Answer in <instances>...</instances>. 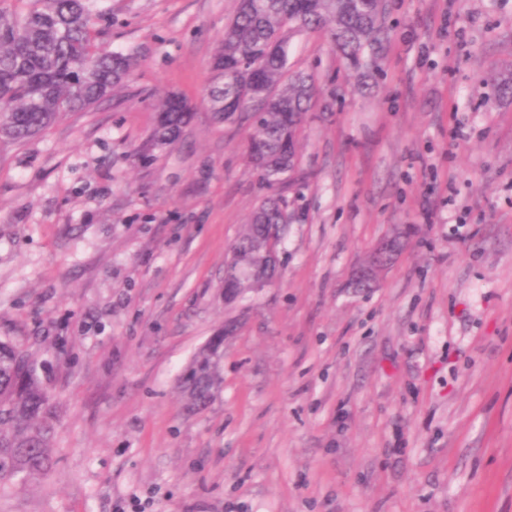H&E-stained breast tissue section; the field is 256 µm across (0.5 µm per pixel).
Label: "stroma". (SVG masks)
Returning <instances> with one entry per match:
<instances>
[{
    "mask_svg": "<svg viewBox=\"0 0 512 512\" xmlns=\"http://www.w3.org/2000/svg\"><path fill=\"white\" fill-rule=\"evenodd\" d=\"M386 6L373 71L291 36L332 109L302 125L278 278L228 303L265 194L249 120L207 103L235 2L97 0L129 80L0 143V338L60 404L50 473L0 512H512V0ZM168 93L196 115L151 150ZM228 320L224 386L187 413L180 375Z\"/></svg>",
    "mask_w": 512,
    "mask_h": 512,
    "instance_id": "stroma-1",
    "label": "stroma"
}]
</instances>
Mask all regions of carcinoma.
I'll list each match as a JSON object with an SVG mask.
<instances>
[{
	"mask_svg": "<svg viewBox=\"0 0 512 512\" xmlns=\"http://www.w3.org/2000/svg\"><path fill=\"white\" fill-rule=\"evenodd\" d=\"M0 6V140L42 134L66 112L85 111L121 86L133 62L106 50L94 0H13ZM327 30L353 67L368 68L390 34L385 0H237L215 57L209 93L214 119L251 115L248 157L262 185L285 188L298 177L300 127L312 106L314 78L288 68L291 35ZM149 145L175 141L193 118L191 105L170 93L155 103ZM288 204L273 193L253 211L232 249L224 289L237 297L266 274L268 241L280 237ZM224 337L207 341L181 380L186 409L199 410L223 382ZM42 363L22 345L0 339V482L37 479L53 463L55 402Z\"/></svg>",
	"mask_w": 512,
	"mask_h": 512,
	"instance_id": "cac0c4a2",
	"label": "carcinoma"
}]
</instances>
